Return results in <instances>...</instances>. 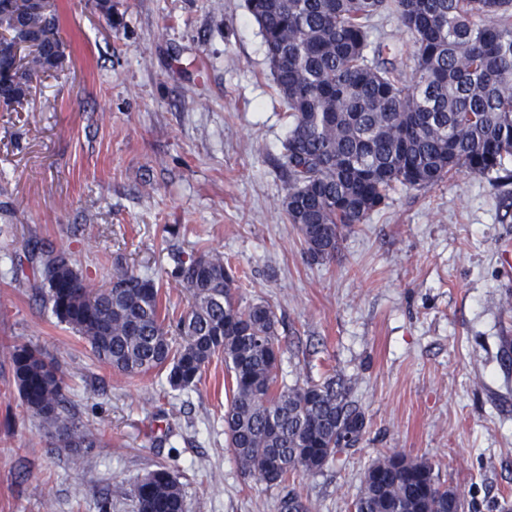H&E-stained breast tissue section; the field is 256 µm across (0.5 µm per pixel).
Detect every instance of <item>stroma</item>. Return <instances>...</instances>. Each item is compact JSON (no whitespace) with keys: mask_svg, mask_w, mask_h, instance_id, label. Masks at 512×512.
<instances>
[{"mask_svg":"<svg viewBox=\"0 0 512 512\" xmlns=\"http://www.w3.org/2000/svg\"><path fill=\"white\" fill-rule=\"evenodd\" d=\"M57 4L64 68L0 111V512H136V483L161 465L184 512H281L289 490L353 512L390 451L432 463L461 512H512V183L396 187L335 260L311 262L282 207L290 119L244 0ZM31 240L100 285L119 264L160 277L198 244L222 253L237 300L275 310L280 378L342 375L364 441L286 489L245 474L223 360L186 394L113 371L36 296ZM26 344L66 372L100 447H59L27 411L11 363Z\"/></svg>","mask_w":512,"mask_h":512,"instance_id":"1","label":"stroma"}]
</instances>
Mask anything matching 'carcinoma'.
<instances>
[{"instance_id":"1","label":"carcinoma","mask_w":512,"mask_h":512,"mask_svg":"<svg viewBox=\"0 0 512 512\" xmlns=\"http://www.w3.org/2000/svg\"><path fill=\"white\" fill-rule=\"evenodd\" d=\"M259 26L276 90L291 126L284 144L283 210L313 262L335 259L346 233L386 204L397 186L431 188L459 170L512 180V0H245ZM398 14L415 47L404 77L375 45L374 19ZM0 30L43 38L18 67L0 49V97L22 103L33 82L60 64L57 8L0 0ZM32 288L56 319L85 338L96 358L128 377L165 372L173 391L197 387L224 357L232 399L224 413L240 467L267 486L315 474L361 443L363 410L336 375L303 386L278 383V319L264 301L241 305L224 256L200 249L167 277L186 290L178 320L163 306L161 281L120 267L89 289L71 256L38 242L27 249ZM23 404L63 448H95L66 402V375L38 349L11 356ZM137 512H183L182 489L165 466L134 488ZM287 512H311L290 493ZM433 465L400 452L363 473L354 512H460Z\"/></svg>"}]
</instances>
